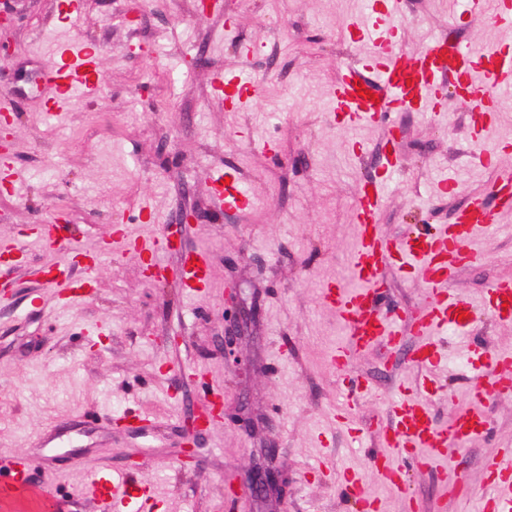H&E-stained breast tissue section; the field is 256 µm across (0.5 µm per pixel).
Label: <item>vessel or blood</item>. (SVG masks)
Masks as SVG:
<instances>
[{
  "mask_svg": "<svg viewBox=\"0 0 512 512\" xmlns=\"http://www.w3.org/2000/svg\"><path fill=\"white\" fill-rule=\"evenodd\" d=\"M405 0H368L370 23L352 22L356 42L369 45V52L348 64L330 91L332 116L341 117L350 126L378 123L392 112L410 108L442 115V97L446 86H453L464 101L475 100L478 110L472 115L473 129L482 132L496 121L499 99L512 94V53L499 45H476L429 38L421 50L413 54L400 52L396 38L404 14ZM472 19H490L512 28V0H465ZM96 75L94 52L85 43L74 42L55 55L42 73L45 83L56 88L60 96L78 87L93 88ZM216 96L242 110L250 106L253 95L250 83L239 75L216 74L212 80ZM370 90V97L360 96L359 88ZM401 168L400 158L384 151L379 156L374 178L365 183L353 212L357 226L351 256L353 287L335 281L321 289L324 304L335 311L349 339L339 346L330 360L336 368H344L351 351L372 346L379 341L399 343L402 336L400 315L382 306L381 274L393 267L415 275L429 296L427 309L416 319L414 331L421 341L413 352L412 362L420 371L440 366L444 360L439 334L452 330L463 333L471 329L474 306L461 290L452 288L456 271L474 261L472 240L476 229H493L499 211L512 209V173L500 176L492 187L493 199H478L458 212L454 223L419 231L416 236L393 239L380 230L378 211L385 189ZM217 209L243 212L253 199L237 182H212ZM52 283L69 306L75 294L71 279L69 255L54 262ZM179 280L187 295L196 296L209 285L210 270L205 255L197 250L181 254ZM486 305L504 325L512 324V280L496 282ZM485 384L477 387L472 397L474 406L457 412L447 428H437L430 408L432 393L425 384L400 391L393 420L382 430L383 446L372 454L374 471L385 483L401 488L402 475L408 463L423 465L451 445L463 446L478 440L487 432V419L479 403L512 391V350L490 353L483 365ZM30 462L22 456L0 458V474H8V482H0V500L8 497L14 485L25 481ZM484 474L491 489L481 504V512H512V449L484 462ZM127 476L91 477L84 487L85 495L105 502L110 512H122L128 505ZM343 492L356 500L361 512H377L374 499L366 493L365 479L349 473L342 483Z\"/></svg>",
  "mask_w": 512,
  "mask_h": 512,
  "instance_id": "b4317fda",
  "label": "vessel or blood"
}]
</instances>
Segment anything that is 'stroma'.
Returning a JSON list of instances; mask_svg holds the SVG:
<instances>
[{
    "instance_id": "1",
    "label": "stroma",
    "mask_w": 512,
    "mask_h": 512,
    "mask_svg": "<svg viewBox=\"0 0 512 512\" xmlns=\"http://www.w3.org/2000/svg\"><path fill=\"white\" fill-rule=\"evenodd\" d=\"M18 0L12 52L0 59V105L13 116L14 181L0 187V244L63 211L94 268L88 298L58 311L42 273L50 247L31 242L25 262L0 261V452L30 461L31 486L50 488L63 512H104L87 498L89 472H131V497L148 487L155 512H355L340 493L339 473L366 478L379 512H480L486 458L512 446V394L488 399V432L466 455L467 489L451 493V460L408 468L406 493L388 491L372 470L399 389L414 387L410 361L419 338L413 323L428 296L412 275L384 272V306L403 318L400 344L384 341L351 353L344 370L330 354L346 337L319 298L324 281L343 279L357 230L353 210L364 177L374 175L383 126L347 127L329 113V91L364 46L348 25L366 0H223L199 16L196 0ZM399 47L419 50L427 36L512 46V28L462 15L457 0H407ZM96 49L100 83L76 89L56 117L45 112L54 89L41 72L54 49L73 40ZM236 72L257 87L251 106L229 111L213 99L216 73ZM445 116L394 112L405 159L385 191L379 226L411 237L451 224L473 198L489 197L501 167L512 168V97L496 123L473 139L470 104L446 99ZM272 150H265L264 142ZM502 149L498 166L473 156ZM455 170V191L438 183ZM231 173L254 199L242 213L216 214L207 178ZM201 216L186 225L184 249L207 253L206 292L187 297L177 279L148 287L145 253L131 240L160 236L181 209ZM477 259L460 268L454 287L476 304L471 333H445L438 381L449 397L432 401L447 425L480 382L477 350L512 348V327L485 308L488 289L512 280V211L474 238ZM256 307L234 341L221 349L222 296ZM369 386L354 409L360 443L335 420L348 377ZM224 391V405L249 414L203 432L196 459L182 452L181 426L205 397ZM145 427H131L135 418ZM271 462L285 479L262 498L243 492L226 505L227 484L253 465Z\"/></svg>"
}]
</instances>
